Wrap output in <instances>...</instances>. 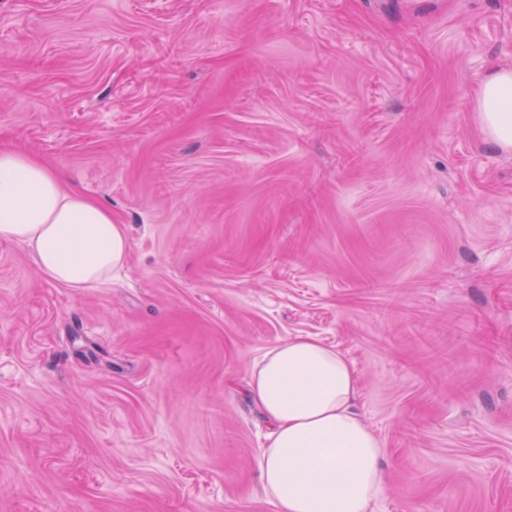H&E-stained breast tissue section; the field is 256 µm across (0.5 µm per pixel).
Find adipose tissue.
Here are the masks:
<instances>
[{"mask_svg":"<svg viewBox=\"0 0 512 512\" xmlns=\"http://www.w3.org/2000/svg\"><path fill=\"white\" fill-rule=\"evenodd\" d=\"M475 103L484 134L511 150L512 66L483 80ZM0 240L21 244L40 273L75 290L109 284L129 249L125 226L105 205L8 149H0ZM249 389L272 429L260 472L277 512H371L384 491L385 448L356 410L350 360L295 336L264 353Z\"/></svg>","mask_w":512,"mask_h":512,"instance_id":"adipose-tissue-1","label":"adipose tissue"}]
</instances>
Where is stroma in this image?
<instances>
[{
    "label": "stroma",
    "instance_id": "stroma-1",
    "mask_svg": "<svg viewBox=\"0 0 512 512\" xmlns=\"http://www.w3.org/2000/svg\"><path fill=\"white\" fill-rule=\"evenodd\" d=\"M512 0H0V149L125 225L102 288L0 241V512H276L256 361L348 357L373 512H512ZM476 112L484 134L500 149H512V66H503L481 82Z\"/></svg>",
    "mask_w": 512,
    "mask_h": 512
}]
</instances>
